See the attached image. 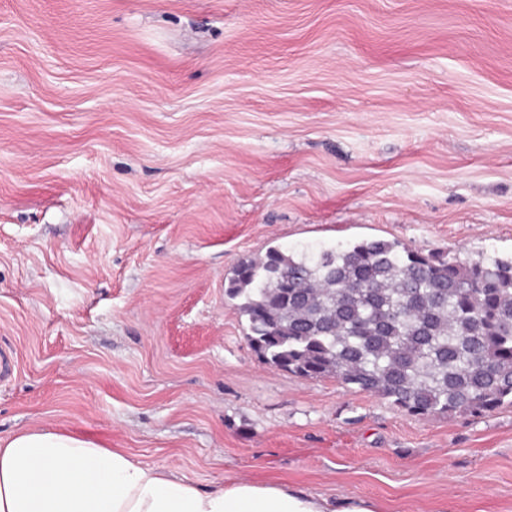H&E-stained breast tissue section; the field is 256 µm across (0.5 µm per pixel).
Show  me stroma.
Here are the masks:
<instances>
[{
  "label": "stroma",
  "instance_id": "obj_1",
  "mask_svg": "<svg viewBox=\"0 0 512 512\" xmlns=\"http://www.w3.org/2000/svg\"><path fill=\"white\" fill-rule=\"evenodd\" d=\"M512 257V0H0V437L203 490L512 512V407L416 418L262 361L272 248Z\"/></svg>",
  "mask_w": 512,
  "mask_h": 512
}]
</instances>
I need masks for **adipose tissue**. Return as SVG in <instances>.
Returning a JSON list of instances; mask_svg holds the SVG:
<instances>
[{"mask_svg":"<svg viewBox=\"0 0 512 512\" xmlns=\"http://www.w3.org/2000/svg\"><path fill=\"white\" fill-rule=\"evenodd\" d=\"M376 500L330 499L286 484L233 479L203 491L121 448L64 431L0 437V512H383Z\"/></svg>","mask_w":512,"mask_h":512,"instance_id":"obj_1","label":"adipose tissue"}]
</instances>
